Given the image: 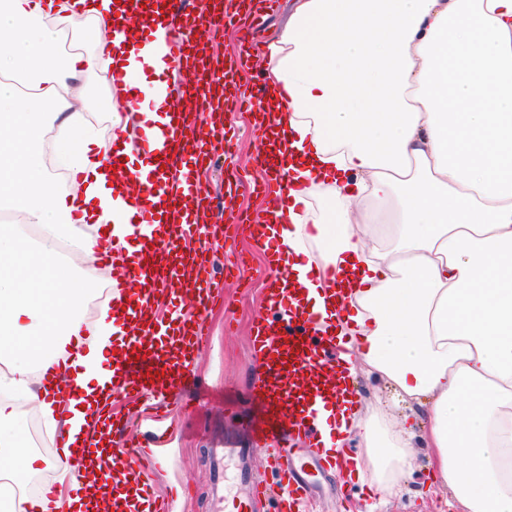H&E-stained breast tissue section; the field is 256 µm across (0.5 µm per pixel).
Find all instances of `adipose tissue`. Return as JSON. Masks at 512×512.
<instances>
[{"mask_svg":"<svg viewBox=\"0 0 512 512\" xmlns=\"http://www.w3.org/2000/svg\"><path fill=\"white\" fill-rule=\"evenodd\" d=\"M112 0H0V71L37 91L0 88V205L39 226L31 244L0 229V463L25 445L11 406L26 400L62 424L79 451L109 400L117 307H103L97 339L74 354L67 401L33 388V360L55 361L84 323L87 269L59 262L71 239L85 262L97 240L124 241L130 212L108 157L82 113L60 114V89L96 69L112 111V68L143 78L146 50L123 34L87 58L65 52L50 15L102 25ZM265 104L289 143V267L348 350L425 408L436 483L462 512H512V0H295L262 44ZM56 129L59 161L77 189L61 190L32 144ZM321 208H313L315 188ZM333 266L335 284L311 279ZM335 448L361 438L369 487L398 491L413 467L414 433H378L350 405Z\"/></svg>","mask_w":512,"mask_h":512,"instance_id":"obj_1","label":"adipose tissue"}]
</instances>
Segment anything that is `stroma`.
I'll use <instances>...</instances> for the list:
<instances>
[{
    "label": "stroma",
    "mask_w": 512,
    "mask_h": 512,
    "mask_svg": "<svg viewBox=\"0 0 512 512\" xmlns=\"http://www.w3.org/2000/svg\"><path fill=\"white\" fill-rule=\"evenodd\" d=\"M292 4L293 0H279L277 10L265 15L260 25L243 18L211 34L215 58L224 59L240 39L265 42L273 38ZM224 120L234 144L216 146L214 167L203 178L218 221L224 218L225 202H233L245 215L255 214L264 205L262 197L243 188L260 177L254 164L259 141L251 116L228 104ZM261 266L240 226L229 225L226 237L213 250L210 266L211 273L224 280L226 301L204 314L208 343L195 356L192 386H176L165 403L172 427L149 472L154 493L165 499L167 512H214L218 496L247 493L248 479L266 484L277 480L264 456L250 450V424L260 416L249 396L260 368L249 338L253 321L266 313L267 278ZM353 366L362 415L378 412L389 429H397L409 412L408 403L389 379L363 360H354ZM26 424L27 451L36 461L31 468L11 471L10 477L18 493L29 499L38 497L43 485L55 477L56 448L55 429L41 413L27 417ZM412 446L414 469L402 477L398 494L385 498L372 494L359 478L339 470L329 475L332 494L315 498L306 512H459L451 492L431 481L424 438H415Z\"/></svg>",
    "instance_id": "1"
}]
</instances>
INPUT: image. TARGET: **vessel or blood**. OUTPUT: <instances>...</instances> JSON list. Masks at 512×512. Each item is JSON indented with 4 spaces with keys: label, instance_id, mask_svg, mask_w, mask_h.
I'll return each instance as SVG.
<instances>
[{
    "label": "vessel or blood",
    "instance_id": "b4317fda",
    "mask_svg": "<svg viewBox=\"0 0 512 512\" xmlns=\"http://www.w3.org/2000/svg\"><path fill=\"white\" fill-rule=\"evenodd\" d=\"M124 26L152 29L155 16L167 19L164 33L165 66L181 81V94L201 103L208 100L220 79L211 56L198 37L202 27L224 25V16H205L190 6V0H117ZM255 113L260 148L257 161L266 191L265 208L248 218L246 229L257 249L269 256L271 280L286 277L288 247L267 242V213L283 204L286 175L274 168L270 157L283 151L285 142L275 132V115L264 106V93L248 97ZM178 123L163 128L157 151L161 176L142 182L122 153L112 148V166L117 181L126 190L125 201L132 217L129 228L144 251L138 261L111 245H102L99 258L119 269L115 286L123 298L125 314L132 323L123 336L121 355L112 361V391L146 400H162L172 392L174 378L188 379L192 350L202 347L206 325L201 317L207 306L221 299L224 289L209 271L208 255L224 236L225 224L207 223L212 209L199 172L209 165L213 141L219 132L197 125ZM295 289L269 292L265 303L270 311L254 330L252 350L262 361L252 384V396L262 408L263 418L255 428V446L271 448L279 476L277 512H299L300 504L321 486L320 478L332 456L318 454L322 437L318 422L332 402L335 364L326 348L331 335L321 323L320 313L310 306H294ZM106 432L92 434L89 447L98 450L95 460L103 470L120 468L130 473L143 467L145 446L126 445L121 440L120 420L106 410Z\"/></svg>",
    "mask_w": 512,
    "mask_h": 512
}]
</instances>
